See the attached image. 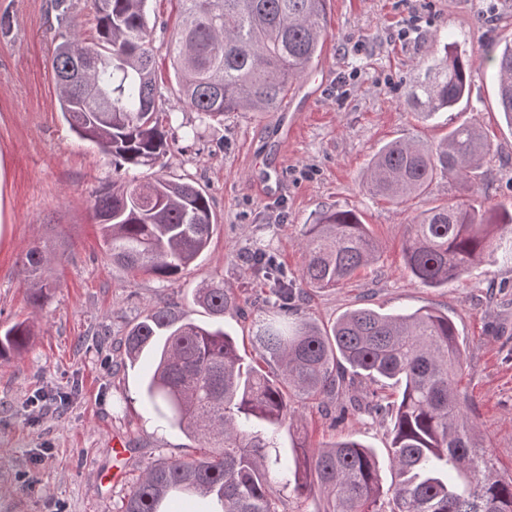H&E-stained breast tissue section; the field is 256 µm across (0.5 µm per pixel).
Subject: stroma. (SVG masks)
Listing matches in <instances>:
<instances>
[{
    "label": "stroma",
    "mask_w": 512,
    "mask_h": 512,
    "mask_svg": "<svg viewBox=\"0 0 512 512\" xmlns=\"http://www.w3.org/2000/svg\"><path fill=\"white\" fill-rule=\"evenodd\" d=\"M51 0H0V331L34 321L27 349L0 359V512H113L145 467L195 455L199 443L151 415L142 398L145 364L128 366L122 340L154 307H193L211 279L253 295L246 254L272 255L289 277L302 264L303 226L326 208L355 211L380 243L377 262L341 288L311 293L299 316L328 326L369 306L384 313L432 308L448 315L465 352L460 388L501 473H512V264H484L445 288L406 272L401 243L411 218L459 194L434 181L396 205L371 196L362 175L386 142L438 141L463 123L481 127L491 151L475 199L512 203V131L498 110L496 76L481 55L512 41V0H327L324 51L294 84L300 111L230 112L201 121L179 99L169 42L177 0H146L164 111L196 125V142L172 141L167 177L194 183L218 226L210 247L177 280L130 273L102 249L91 205L116 174L110 157L80 140L58 109L51 66L61 26ZM455 42L474 59L470 92L447 119L416 118L404 100L419 62ZM295 124L283 136V121ZM266 174L278 187L253 184ZM50 259L55 288L42 310L28 304L22 263L30 247ZM48 409L36 412L33 398ZM311 443L346 437L384 451L391 422L362 414L341 423L296 400ZM130 450L121 481H109L112 440Z\"/></svg>",
    "instance_id": "obj_1"
}]
</instances>
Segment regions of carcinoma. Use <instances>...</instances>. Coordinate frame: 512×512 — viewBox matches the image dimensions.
Instances as JSON below:
<instances>
[{
  "label": "carcinoma",
  "instance_id": "cac0c4a2",
  "mask_svg": "<svg viewBox=\"0 0 512 512\" xmlns=\"http://www.w3.org/2000/svg\"><path fill=\"white\" fill-rule=\"evenodd\" d=\"M145 2L91 0L97 38L59 34L52 69L70 130L124 171L93 199L102 246L118 266L172 279L209 247L217 219L201 189L159 169L169 130L182 131L185 141L199 132L159 107ZM178 2L169 54L183 100L202 119L277 111L326 42L325 0ZM484 60L496 69L498 108L512 131V41ZM473 66L445 45L444 55L419 63L407 104L424 120L452 111L468 94ZM489 152L479 129L461 124L436 144L389 141L369 163L368 191L395 204L438 178L459 185L456 200L412 218L402 243L405 270L426 287H446L489 256L512 261V207L472 204L473 174ZM144 168L150 176L133 175ZM301 247L295 281L266 254L250 257L270 304L250 360L223 327L224 315L244 311L250 299L222 280L194 289L193 303L211 321L166 303L128 331L129 364L154 360L144 387L149 410L197 440L199 453L147 466L116 512H167L175 497L185 512H201L208 499L218 512H280L284 489L322 499L318 512H512V474L500 473L478 442L471 404L456 386L464 351L452 321L422 308H356L328 327L296 318L298 297L343 286L379 252L356 213L332 208L304 225ZM44 262L36 248L23 262L35 310L53 288ZM32 336V321L14 323L0 335V358L21 354ZM362 380L399 388L393 402L351 394L336 410L340 420L363 411L391 418L387 486L375 449L354 438L310 446L300 437L289 449L280 443L296 418L292 397L320 401Z\"/></svg>",
  "mask_w": 512,
  "mask_h": 512
}]
</instances>
